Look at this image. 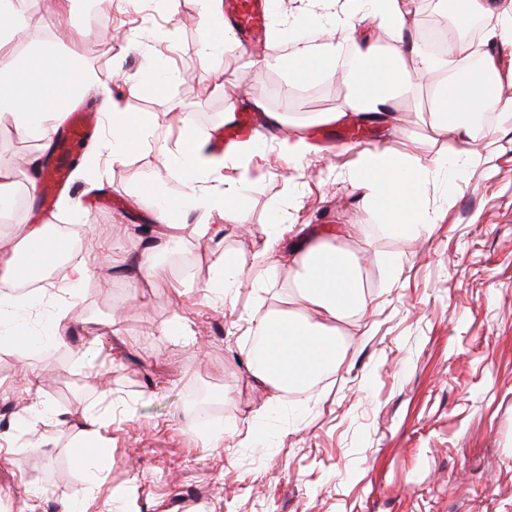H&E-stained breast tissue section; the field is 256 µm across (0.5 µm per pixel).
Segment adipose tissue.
<instances>
[{
	"instance_id": "adipose-tissue-1",
	"label": "adipose tissue",
	"mask_w": 512,
	"mask_h": 512,
	"mask_svg": "<svg viewBox=\"0 0 512 512\" xmlns=\"http://www.w3.org/2000/svg\"><path fill=\"white\" fill-rule=\"evenodd\" d=\"M217 2L202 0L208 34L200 44L208 56L238 45ZM295 2L294 11L275 34L276 41L285 40L304 24L319 26L324 38L315 48L275 56V65L288 74V90L341 74L349 82L346 105L350 110L369 120L394 123L398 120L394 107L397 92L416 80L430 84V124L438 135L454 140L447 153L428 155L423 142L409 144L403 151L364 149L359 151L351 175L354 184L368 189L392 230H427L433 218L424 205V186L447 181L461 163L478 159L469 147L475 135L473 116L487 110L512 115V96L502 92L504 83H512V0H455L459 21L479 17L490 22L479 50L487 72L481 79L471 74L469 51L457 44H446L436 54L420 47L413 31L415 0ZM369 24L389 36L392 52L382 53L361 37V29ZM22 30L23 20L14 0H0V113L14 116L19 138H43L82 95L95 91L96 84L68 54L36 49L21 60L5 54L4 46L13 43ZM311 58L317 65L309 69L305 63ZM102 106L111 112V133L102 148L119 162L142 144L144 135L153 132L155 121L147 113L115 109L107 98ZM163 157L169 167L181 172L183 190L179 197L171 198L152 188L148 199L155 206L158 232L147 249L129 246L127 270L134 276L156 274L155 254L168 252L182 232H201V225L187 224L190 213L220 211L225 222L245 221L247 208L239 182L227 181L211 192L201 190L202 179L214 174L216 168L207 163L197 139L186 138L176 151L164 152ZM292 230L289 224L275 225L257 243L249 267L222 256L212 263L215 286L229 292L246 281L256 287L265 285L283 269L291 275L281 307L251 317L248 328L249 335L266 339L265 358L251 364V375L276 396L291 385H310L334 366L342 354L337 322L364 312L369 304L362 279L363 260L349 246L360 232L359 225H344L330 236L310 230L289 245L285 239ZM20 278L17 257L0 256V345L11 346L22 339L30 345L63 342L70 324L67 312L47 321L42 333L36 335L17 317L18 308L25 303L13 293ZM108 428L105 417H85L84 441L97 449L91 460L96 478L80 498L64 505L63 512H88L96 500L97 480L112 468L111 454L100 450Z\"/></svg>"
}]
</instances>
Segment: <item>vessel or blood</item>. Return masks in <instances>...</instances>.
Wrapping results in <instances>:
<instances>
[{"mask_svg":"<svg viewBox=\"0 0 512 512\" xmlns=\"http://www.w3.org/2000/svg\"><path fill=\"white\" fill-rule=\"evenodd\" d=\"M269 0H231L229 10L237 30L241 35L249 36L261 31L265 25ZM259 124L257 114L252 112L236 113L233 121L225 123L224 134L212 139L215 151L235 141L244 131L255 130ZM97 123L91 115L84 112L72 113L66 129L57 142L56 157L46 166L41 174L38 202L45 207H52L55 194L67 185L73 167L78 161L84 145L97 136ZM70 244L63 233L49 232L44 241L30 243L19 255V261L27 274L54 260L57 256L69 253Z\"/></svg>","mask_w":512,"mask_h":512,"instance_id":"vessel-or-blood-1","label":"vessel or blood"}]
</instances>
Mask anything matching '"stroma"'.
Here are the masks:
<instances>
[{
    "label": "stroma",
    "mask_w": 512,
    "mask_h": 512,
    "mask_svg": "<svg viewBox=\"0 0 512 512\" xmlns=\"http://www.w3.org/2000/svg\"><path fill=\"white\" fill-rule=\"evenodd\" d=\"M18 7L25 33L11 53H75L123 111L153 114L158 130L120 163L102 157V139L92 141L48 218L27 191L26 160L47 159L54 144L18 138L13 117L0 116V178L8 182L0 196L17 199L0 221V249L19 246L20 225L50 220L71 225L82 260L98 267L90 287L59 282L55 297L31 310L37 322L73 306L79 320L69 341L0 348V512H28L29 481L41 493L36 512H61L82 492L89 470L72 448L87 413L112 417L113 465L93 512L108 503L117 512H512V119L492 116L491 133L473 141L479 163L460 165L449 186L426 185L438 214L427 233H396L350 175L363 146L402 150L425 138L431 152L447 151V138L429 128L427 86L400 97L393 127L346 109L347 81L298 89L288 95V129L316 153L288 163L268 138L243 186L245 223L202 216L223 224V236H185L179 250L157 256L160 273L147 281L105 261L155 224L139 197L147 184L171 197L181 191L159 143L175 146L186 127L209 141L227 110L252 111L255 96L276 111L285 74L261 64L270 42L249 43L244 58H205L199 0H113L71 14L60 13L58 0ZM156 53L175 79L164 93L129 95ZM249 58L261 67L245 81ZM326 112L335 120L321 121ZM347 126L365 130L364 145L322 134ZM276 208L291 224L362 226L350 246L366 259L370 303L340 323L336 367L312 390L281 394L258 418L267 395L248 370L251 339L241 327L278 306L290 275L280 271L270 290L246 284L227 295L211 285V261L221 253L250 265ZM98 335L111 360L83 356ZM27 367L40 397L26 388ZM38 398L46 422L18 423ZM218 432L224 442L211 447Z\"/></svg>",
    "instance_id": "stroma-1"
}]
</instances>
